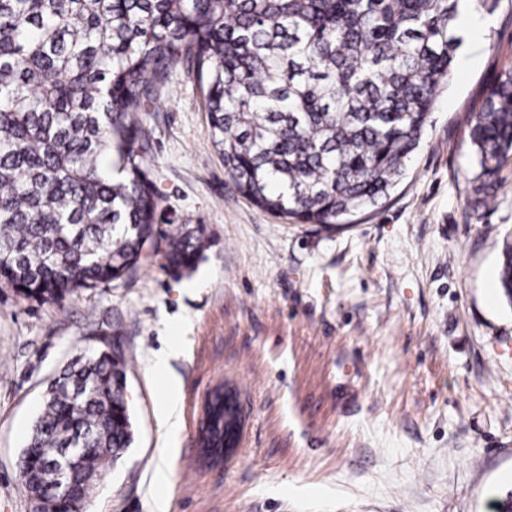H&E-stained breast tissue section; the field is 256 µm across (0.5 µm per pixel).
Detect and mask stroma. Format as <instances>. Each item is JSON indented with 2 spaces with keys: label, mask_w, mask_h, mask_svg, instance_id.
Instances as JSON below:
<instances>
[{
  "label": "stroma",
  "mask_w": 512,
  "mask_h": 512,
  "mask_svg": "<svg viewBox=\"0 0 512 512\" xmlns=\"http://www.w3.org/2000/svg\"><path fill=\"white\" fill-rule=\"evenodd\" d=\"M480 47L461 43L423 144L380 209L302 224L242 196L215 150L193 69L145 112L164 233L204 225L194 270L162 257L64 306L0 283V512H30L18 460L50 378L79 354L126 360L133 441L83 512H492L512 492V159L494 208L472 204L464 131L512 75V0ZM180 343L182 428L158 420L153 359ZM223 379L245 402L240 447L216 466L195 438Z\"/></svg>",
  "instance_id": "35a3bbf8"
}]
</instances>
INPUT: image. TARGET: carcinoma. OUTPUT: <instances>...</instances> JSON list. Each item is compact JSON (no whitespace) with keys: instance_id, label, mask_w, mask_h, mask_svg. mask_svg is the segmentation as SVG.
Masks as SVG:
<instances>
[{"instance_id":"cac0c4a2","label":"carcinoma","mask_w":512,"mask_h":512,"mask_svg":"<svg viewBox=\"0 0 512 512\" xmlns=\"http://www.w3.org/2000/svg\"><path fill=\"white\" fill-rule=\"evenodd\" d=\"M459 0H0V283L64 305L162 250L180 274L203 227L156 236L142 112L190 65L214 148L267 211L334 224L378 207L450 78ZM475 203L512 158V76L469 113ZM500 288L512 303V240ZM125 359L81 356L49 383L28 444L86 448L64 512L132 442ZM220 442L224 393L210 401Z\"/></svg>"}]
</instances>
